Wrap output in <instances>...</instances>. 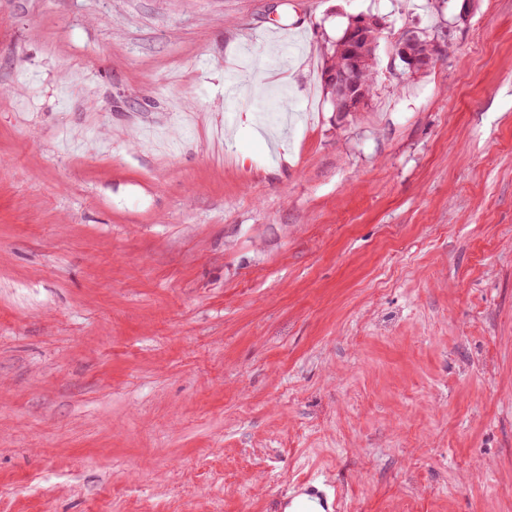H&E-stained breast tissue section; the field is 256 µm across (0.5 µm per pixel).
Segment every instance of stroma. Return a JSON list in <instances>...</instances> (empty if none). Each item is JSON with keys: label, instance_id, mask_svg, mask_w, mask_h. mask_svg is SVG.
<instances>
[{"label": "stroma", "instance_id": "1", "mask_svg": "<svg viewBox=\"0 0 512 512\" xmlns=\"http://www.w3.org/2000/svg\"><path fill=\"white\" fill-rule=\"evenodd\" d=\"M310 477L512 512V0H0V512H287ZM372 29L377 30V22L372 17L359 15L351 20L345 41L349 49L347 63L352 71L363 68L362 45L364 41L369 40L368 33ZM417 39L418 35L416 33L406 32L400 36L393 45L395 55L406 61L407 67L411 72L427 71L435 64L441 54V46L437 45L435 41V50L433 52L422 54L411 53L409 48L412 44H414L412 50L417 53L430 49L429 43L425 38L421 37L420 42H416ZM325 56H326V59L324 62V68L322 70L321 77H322V81L324 82L325 88L328 90L327 93L330 94L333 108L336 111V107H338L339 104L336 101L333 91L330 90V88H329V85L326 80V76L331 75V77H332V74H334L336 76V68H338L341 65L342 54L340 52V44L334 42L333 44L328 46L326 49Z\"/></svg>", "mask_w": 512, "mask_h": 512}]
</instances>
